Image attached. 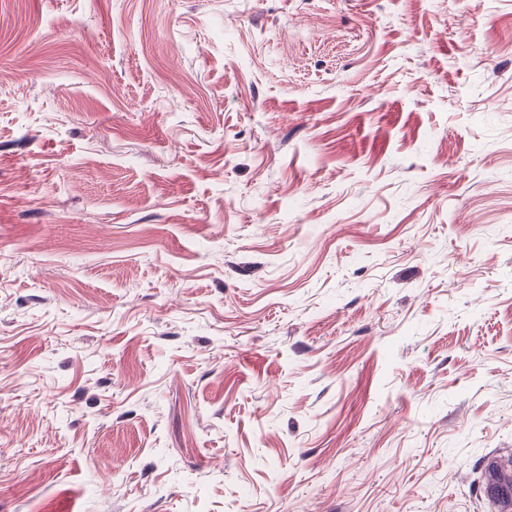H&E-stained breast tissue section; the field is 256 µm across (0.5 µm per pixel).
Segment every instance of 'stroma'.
I'll use <instances>...</instances> for the list:
<instances>
[{"instance_id": "1", "label": "stroma", "mask_w": 512, "mask_h": 512, "mask_svg": "<svg viewBox=\"0 0 512 512\" xmlns=\"http://www.w3.org/2000/svg\"><path fill=\"white\" fill-rule=\"evenodd\" d=\"M512 0H0V512H489Z\"/></svg>"}]
</instances>
